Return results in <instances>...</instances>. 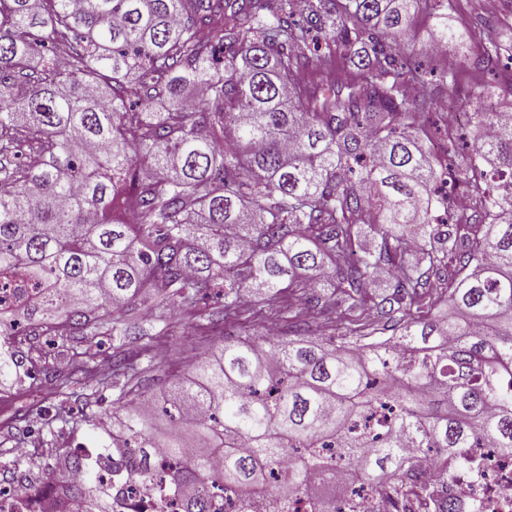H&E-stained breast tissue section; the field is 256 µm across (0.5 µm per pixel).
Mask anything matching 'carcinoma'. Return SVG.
<instances>
[{
	"mask_svg": "<svg viewBox=\"0 0 512 512\" xmlns=\"http://www.w3.org/2000/svg\"><path fill=\"white\" fill-rule=\"evenodd\" d=\"M420 14L431 52L468 40L448 0H0V379L31 377L29 337L47 336L59 389L96 415L81 337L123 349L139 302L165 324L219 288L237 325L283 320L286 299L323 316L367 304L338 348L293 316L286 338L224 340L151 403H129L144 369L115 355L112 455L182 512H460L419 458L512 455V106L483 89L466 160L489 219L453 220L421 124L452 73L405 52ZM425 300L437 313L410 318ZM37 467V490L112 512L86 454Z\"/></svg>",
	"mask_w": 512,
	"mask_h": 512,
	"instance_id": "carcinoma-1",
	"label": "carcinoma"
}]
</instances>
